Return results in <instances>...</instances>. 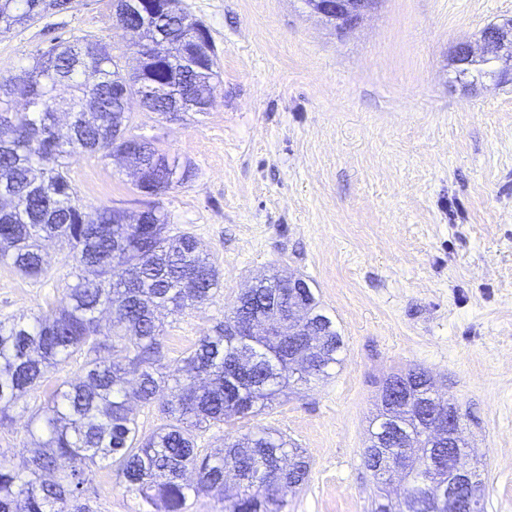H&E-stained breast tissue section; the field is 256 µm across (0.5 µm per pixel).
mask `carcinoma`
Masks as SVG:
<instances>
[{"label": "carcinoma", "mask_w": 512, "mask_h": 512, "mask_svg": "<svg viewBox=\"0 0 512 512\" xmlns=\"http://www.w3.org/2000/svg\"><path fill=\"white\" fill-rule=\"evenodd\" d=\"M72 0H0V27L66 11ZM120 22L136 31L138 42L164 34L166 54L139 59V74L124 76L106 45L84 38L60 40L18 74L0 78V259L22 275L39 279L50 269L43 241L63 239L73 250L72 284L49 315L33 322H0V424L11 408L39 389L48 374L78 365L74 382L64 381L47 400L28 410L25 425L33 448L23 465L0 453V512H95L89 504L94 469L108 463L126 490L152 512H187L190 494L217 491L220 512H283L287 497L303 486L309 462L303 451L277 431L259 429L211 452L198 448V434L212 426L255 416L276 400L291 381L307 383L340 362L342 336L319 311L311 288L298 295L279 275L263 277L224 313V321L175 363L166 362L160 336L162 312L197 309L220 288L210 255L187 231L170 233L167 218L148 211L149 223L126 224L123 212L106 206L84 211L69 177L67 159L85 152L110 159L127 152L159 191L183 184L181 167L149 140L133 133L115 89L145 97L144 107L161 116L189 112L192 100L213 97L219 83L214 44L192 36L196 22L177 9L156 17L120 11ZM30 111H13L17 76ZM73 89L67 102L72 133L55 126L56 89ZM301 299L305 314L323 322L310 364L293 366V348L279 336L251 334L246 316L272 305ZM108 313L104 330L99 315ZM124 352L138 371L128 386L125 369L100 353ZM410 399L401 418L408 446H389L394 459L416 454L408 486L399 498L388 491L394 472L364 457L373 479L372 512H427L420 484L448 473V449L430 448L425 437V400L432 377L410 370L393 375ZM159 402L162 423L140 432L129 405ZM68 466L61 468L58 460ZM195 481L184 479L187 471Z\"/></svg>", "instance_id": "obj_1"}]
</instances>
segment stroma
<instances>
[{
	"label": "stroma",
	"mask_w": 512,
	"mask_h": 512,
	"mask_svg": "<svg viewBox=\"0 0 512 512\" xmlns=\"http://www.w3.org/2000/svg\"><path fill=\"white\" fill-rule=\"evenodd\" d=\"M210 30L220 84L205 113L169 120L131 103L136 134L192 177L139 192L120 159L69 160L86 211L153 208L191 232L221 274L200 308L164 319L174 359L222 320L255 277L303 278L344 341L340 364L262 413L211 427L199 447L268 427L301 448L307 482L285 512H371L363 465L383 380L420 367L465 415L485 512H512V70L458 76L453 46L512 18V0H381L336 32L301 0H180ZM106 43L124 70L131 37L111 0H73L0 30V76L55 38ZM35 280L0 262V320L48 311L70 279L67 243L47 242ZM25 397L0 426V451L28 455ZM94 512H138L112 468Z\"/></svg>",
	"instance_id": "1"
}]
</instances>
